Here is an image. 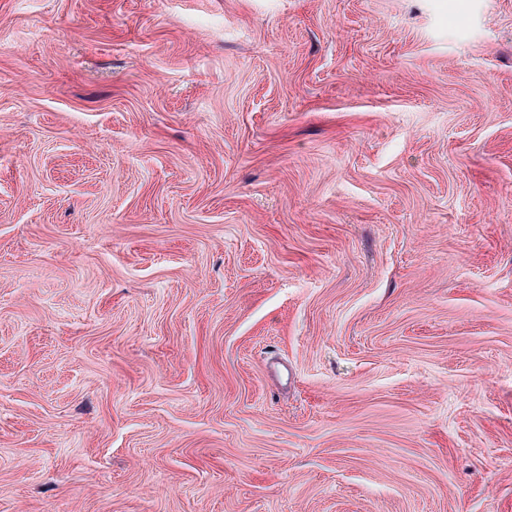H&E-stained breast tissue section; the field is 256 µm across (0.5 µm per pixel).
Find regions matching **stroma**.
Wrapping results in <instances>:
<instances>
[{
	"label": "stroma",
	"instance_id": "35a3bbf8",
	"mask_svg": "<svg viewBox=\"0 0 512 512\" xmlns=\"http://www.w3.org/2000/svg\"><path fill=\"white\" fill-rule=\"evenodd\" d=\"M0 512H512V0H0Z\"/></svg>",
	"mask_w": 512,
	"mask_h": 512
}]
</instances>
